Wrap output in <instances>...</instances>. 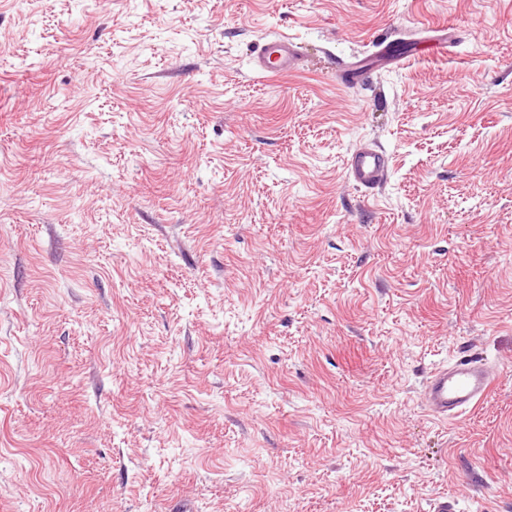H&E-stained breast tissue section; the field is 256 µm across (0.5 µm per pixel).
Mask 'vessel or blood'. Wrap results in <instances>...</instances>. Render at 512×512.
I'll return each instance as SVG.
<instances>
[{"instance_id": "1", "label": "vessel or blood", "mask_w": 512, "mask_h": 512, "mask_svg": "<svg viewBox=\"0 0 512 512\" xmlns=\"http://www.w3.org/2000/svg\"><path fill=\"white\" fill-rule=\"evenodd\" d=\"M403 58V53L384 41L379 45L377 60L345 63L338 72V78L341 83L354 86L369 79L377 62L398 64ZM252 65L264 76L278 77L300 72L302 59L293 39L281 35L254 45ZM345 170L348 181L354 186L373 192L386 182L389 158L380 146L364 144L349 153ZM495 384L494 370L486 359L465 352L448 364L434 368L427 376L420 396L429 415L448 422L476 409Z\"/></svg>"}]
</instances>
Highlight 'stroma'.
I'll return each instance as SVG.
<instances>
[{"label":"stroma","mask_w":512,"mask_h":512,"mask_svg":"<svg viewBox=\"0 0 512 512\" xmlns=\"http://www.w3.org/2000/svg\"><path fill=\"white\" fill-rule=\"evenodd\" d=\"M462 351L499 379L447 424ZM442 496L512 512V0H0V512ZM430 31L433 33L428 38H418L417 42L414 45H418L424 42H430L432 43L428 47L424 49V53L430 52L431 50L436 49L439 52H443L444 50L448 49V42H451V40L454 37L452 27H448L447 25H436L429 28ZM252 65L266 77H278L302 70L298 46L287 35L257 42L252 51ZM378 47L379 56L375 60L362 59L343 64L338 72L340 82L349 86L363 83L369 79L378 62L387 61L398 65L404 58L412 55L397 52L390 42L386 41L379 43ZM346 177L365 192H374L386 182L389 158L380 146L364 144L351 151L345 163ZM495 373L479 354L464 352L448 365L434 368L427 376L420 396L432 417L454 421L476 409L495 387Z\"/></svg>","instance_id":"obj_1"}]
</instances>
